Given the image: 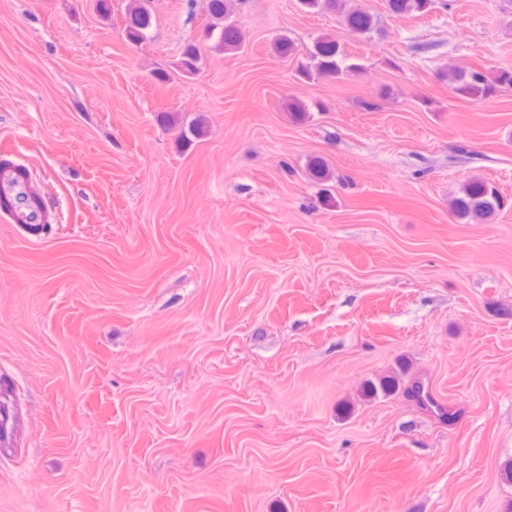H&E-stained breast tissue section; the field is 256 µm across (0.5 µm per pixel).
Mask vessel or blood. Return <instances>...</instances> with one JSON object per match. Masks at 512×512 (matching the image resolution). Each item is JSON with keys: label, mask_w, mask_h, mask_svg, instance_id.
<instances>
[{"label": "vessel or blood", "mask_w": 512, "mask_h": 512, "mask_svg": "<svg viewBox=\"0 0 512 512\" xmlns=\"http://www.w3.org/2000/svg\"><path fill=\"white\" fill-rule=\"evenodd\" d=\"M0 217L35 239L58 221L55 207L35 190L30 169L10 160L0 162Z\"/></svg>", "instance_id": "vessel-or-blood-1"}]
</instances>
